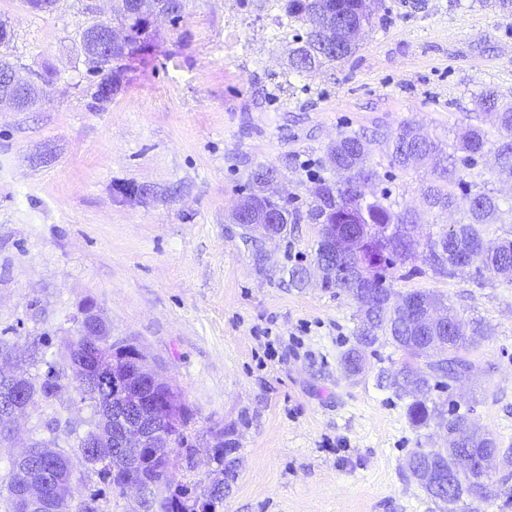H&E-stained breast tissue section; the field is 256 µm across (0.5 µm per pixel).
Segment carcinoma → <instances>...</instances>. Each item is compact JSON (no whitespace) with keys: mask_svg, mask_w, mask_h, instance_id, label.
I'll return each instance as SVG.
<instances>
[{"mask_svg":"<svg viewBox=\"0 0 512 512\" xmlns=\"http://www.w3.org/2000/svg\"><path fill=\"white\" fill-rule=\"evenodd\" d=\"M363 0H286L284 15L286 20H294L305 25L304 33L296 35V47L290 51L288 75L302 76L324 62L336 61V56L327 52L320 39L318 23L327 15L338 13L351 20L363 18L370 23L372 16H361ZM118 16L126 29L125 39L112 45V59H98L89 41L90 34L99 27L93 24L83 31L81 47L84 54L95 64L101 79L96 85L94 99L104 104L112 100V95L120 89V77L124 71L121 61L141 53V47L149 44V32L152 27L145 16L128 11L127 0H119ZM478 105L490 116V123L500 133V138L490 142L488 132L480 127L468 129L452 151L443 153L442 167L435 179L424 191V203L429 209L440 212L459 210L463 217L459 223L451 225L439 232L438 237L450 238L452 243L448 250L441 253L437 250V240L426 242L425 261L440 274H455L456 270L466 267V254L480 250L485 255V264L494 269L506 283L512 284V237L488 238L485 236L486 225L499 224L503 215L512 214V204L490 192H471L470 187L463 186L457 178V166H474L477 157L483 155L487 145L494 146L497 160V175L501 179L512 181V103H504L492 91L480 95ZM413 125L400 124L394 131L383 135L387 144V157L390 163L403 169L416 161V158L404 160V157L418 150L412 134ZM371 151V141L356 133L344 134L336 139L327 149V160L330 166L348 173L346 185L326 179H317L311 189V203L306 213L307 219L327 229L329 224H358L368 234L363 254L354 258L358 275L372 283L378 295L372 302L366 303L358 298L359 289L349 288L339 275L330 269H324L323 287L334 288L357 300L360 304V326L355 335L356 346L347 350L342 358L344 367L356 374L363 369L362 348L375 345L380 337L399 351L408 356L396 375L388 382L398 396H412L414 400L407 406V416L415 426H426L434 419L439 420L448 432V447L440 451H415L407 461L411 476L420 479L419 471L429 463L454 474V484L433 489L426 483L421 487L433 498L441 501L450 498L459 500L463 494H474V483L468 472L460 466L459 458L465 453L478 455L487 448H496L494 438L476 441L470 448L463 447L464 436L458 434L460 417H445V413L435 406L427 405L426 400L416 395L431 389V381L446 378L457 381L470 375L476 368L475 361L469 357L470 350L476 345L478 338L484 335V325L474 322L470 337L456 338L449 346L430 347L439 332L426 326L409 322L404 315L402 304L417 298L436 299V296L421 291H412L399 296V303L391 302L389 288L385 286L388 270L418 255L421 242L416 234L419 217L411 211H396L386 203V198L375 195L361 202L358 200L355 186L376 180L377 172L367 165V157ZM279 172L274 166H261L251 173L252 188L250 195L262 196L256 214L251 223L268 224L271 218L278 220L275 232L283 234L287 225L301 221L299 210L291 207L287 198H274L267 193L264 182L278 179ZM464 187L462 196H457L454 187ZM99 322V345L96 350L98 364L109 368L123 360V356L112 349L106 325L99 321L96 314H91ZM426 358L425 367L413 363V358ZM61 360L70 361L75 366V390L81 393V401L88 404L92 411L89 429L99 432L104 448L112 447L108 425L110 422L111 405L106 404L92 395L82 393V376L87 367L83 337L70 343L66 353L59 356ZM30 391L32 410L58 401L65 389L63 379L46 371L37 373L25 381ZM177 423L176 438L167 440L157 438L153 443L137 452L135 468L128 467L123 459H112L106 455L90 463L91 469L100 481L114 487H120L129 477L142 481H161L164 483L165 499L160 506L138 509L136 512H217L219 504L224 500V484L234 480L235 471L227 468L222 470L224 478L216 481L204 501L193 500L189 496L188 486L177 481L171 466L170 454L174 447L183 445L189 414L186 408L178 403L171 412Z\"/></svg>","mask_w":512,"mask_h":512,"instance_id":"obj_1","label":"carcinoma"}]
</instances>
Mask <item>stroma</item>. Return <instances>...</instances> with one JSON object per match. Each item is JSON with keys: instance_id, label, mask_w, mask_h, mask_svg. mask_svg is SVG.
Masks as SVG:
<instances>
[{"instance_id": "stroma-1", "label": "stroma", "mask_w": 512, "mask_h": 512, "mask_svg": "<svg viewBox=\"0 0 512 512\" xmlns=\"http://www.w3.org/2000/svg\"><path fill=\"white\" fill-rule=\"evenodd\" d=\"M282 14L278 0H185L178 22L154 23L151 53L129 60L101 105L80 34L118 25L112 0L47 10L0 0L11 35L0 54L22 77L52 75L33 108L0 112V337L25 357L37 343L61 352L78 338L73 315L93 303L113 342L140 349L190 409L195 451L174 449L171 462L192 496L219 476L208 448L235 442L236 479L219 512H512V465L493 463L490 497L450 505L411 476L409 455L446 436L413 426L408 398L387 387L403 359L390 343L365 348L360 375L345 372L358 304L322 287L318 225L264 238L228 220L262 164L307 211V172L334 178L326 149L341 134L408 122L450 145L487 126L479 96L512 101V15L480 0H382L350 56L288 81L302 26H281ZM368 164L380 174L373 193L418 211L421 236L459 220L423 206L431 165L390 166L378 145ZM297 266L311 271L300 288L288 278ZM387 284L397 296L436 294L462 324L487 327L471 351L477 372L427 399L512 448V285L471 268L443 275L420 257ZM54 412L24 416L0 446V488L10 454ZM68 454L101 512H132L133 493Z\"/></svg>"}]
</instances>
